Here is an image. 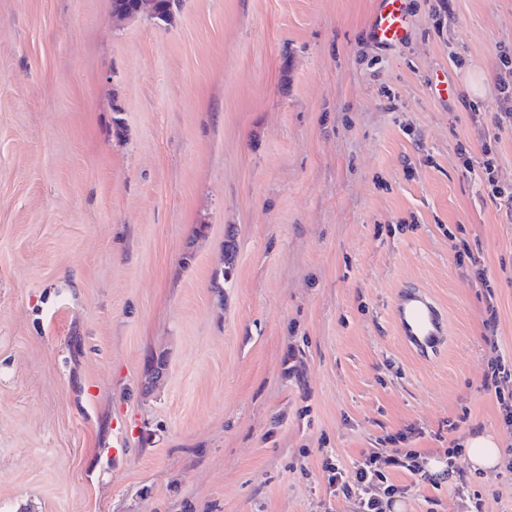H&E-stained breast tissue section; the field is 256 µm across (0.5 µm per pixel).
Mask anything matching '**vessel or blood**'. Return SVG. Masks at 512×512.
<instances>
[{"mask_svg": "<svg viewBox=\"0 0 512 512\" xmlns=\"http://www.w3.org/2000/svg\"><path fill=\"white\" fill-rule=\"evenodd\" d=\"M369 34L373 42L383 45L403 41L407 36L406 0H376ZM391 311L397 335L421 359H431L446 348L448 318L425 289L402 284Z\"/></svg>", "mask_w": 512, "mask_h": 512, "instance_id": "1", "label": "vessel or blood"}]
</instances>
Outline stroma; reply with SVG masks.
Masks as SVG:
<instances>
[{"instance_id": "35a3bbf8", "label": "stroma", "mask_w": 512, "mask_h": 512, "mask_svg": "<svg viewBox=\"0 0 512 512\" xmlns=\"http://www.w3.org/2000/svg\"><path fill=\"white\" fill-rule=\"evenodd\" d=\"M433 3L382 48L375 0H0V512H358L325 460L512 449L482 387L512 362V218L459 155L491 144L512 188V101L469 89L512 0ZM403 283L447 313L432 360L392 326ZM455 467L390 472L404 512H512V470ZM137 0H112V9L116 13H125L127 15H146L160 21H167L173 15L174 7L179 0H159L158 8L154 14H145L138 11ZM454 248L456 249V258L457 262L461 265L463 263L464 257H466L472 266L474 267V276L475 280L481 284L482 288L485 289V301H486V312L488 314L487 319L485 320V328L488 332H490V336L494 335L495 328L497 326V307L495 301V293L490 285V281L487 277L485 267L479 260V258L475 257L467 245L462 243L461 248L455 243ZM482 266V268H481ZM461 445L459 448H465L466 462L473 470L490 474L506 464L505 449L502 448L500 437L493 431H474Z\"/></svg>"}]
</instances>
